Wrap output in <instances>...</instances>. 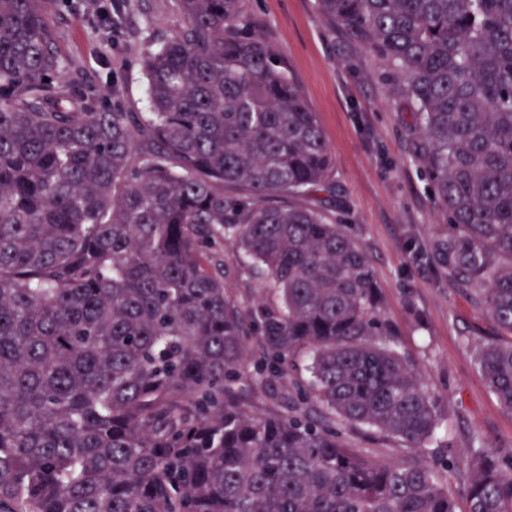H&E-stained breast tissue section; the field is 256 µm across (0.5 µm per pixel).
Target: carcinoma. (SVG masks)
<instances>
[{
  "instance_id": "cac0c4a2",
  "label": "carcinoma",
  "mask_w": 512,
  "mask_h": 512,
  "mask_svg": "<svg viewBox=\"0 0 512 512\" xmlns=\"http://www.w3.org/2000/svg\"><path fill=\"white\" fill-rule=\"evenodd\" d=\"M47 0H0V512H458L443 418L326 211L317 116L244 0H181L150 111L51 81ZM386 59L447 218L448 279L512 411V0H318ZM231 247L264 296L226 288ZM250 381L288 411L255 416ZM411 455L381 460L348 430ZM464 512H512V450L473 437Z\"/></svg>"
}]
</instances>
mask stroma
I'll list each match as a JSON object with an SVG mask.
<instances>
[{
    "mask_svg": "<svg viewBox=\"0 0 512 512\" xmlns=\"http://www.w3.org/2000/svg\"><path fill=\"white\" fill-rule=\"evenodd\" d=\"M316 113L330 146L333 193L305 197L346 224L373 266L384 317L438 401L447 437L466 454L473 435L512 449V412L478 371L470 346L494 336L484 307L448 280L438 244L448 226L413 155L408 101L387 61L316 0H245ZM62 68L58 84L99 104L143 112V62L182 23L181 0H51Z\"/></svg>",
    "mask_w": 512,
    "mask_h": 512,
    "instance_id": "obj_1",
    "label": "stroma"
}]
</instances>
